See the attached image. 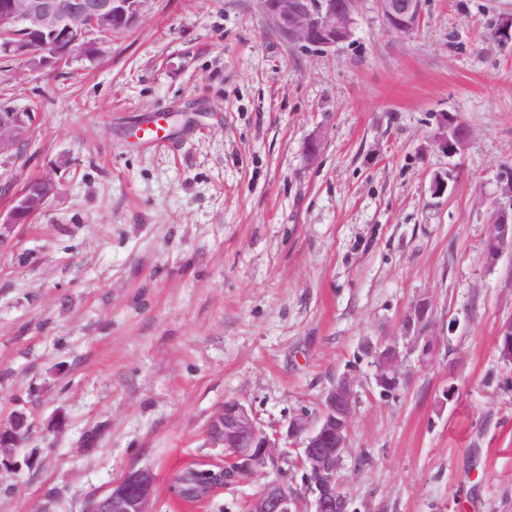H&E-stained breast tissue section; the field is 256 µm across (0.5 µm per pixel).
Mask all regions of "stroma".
I'll return each instance as SVG.
<instances>
[{
	"label": "stroma",
	"instance_id": "stroma-1",
	"mask_svg": "<svg viewBox=\"0 0 512 512\" xmlns=\"http://www.w3.org/2000/svg\"><path fill=\"white\" fill-rule=\"evenodd\" d=\"M422 8L400 39L358 0L352 38L318 52L257 0H157L60 69L0 60V108L34 115L0 178L56 187L0 247V426L31 423L0 512H83L145 465L152 512H245L302 471L291 454L175 498L174 472L220 460L211 418L235 399L283 429L343 378L353 512H512V364L495 347L512 249L493 265L483 251L512 163V43L483 36L512 0ZM445 113L468 130L453 158L434 142ZM156 119L167 138L151 145ZM422 300L425 362L404 334ZM388 342L402 381L385 394L372 351Z\"/></svg>",
	"mask_w": 512,
	"mask_h": 512
}]
</instances>
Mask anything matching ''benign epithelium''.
Segmentation results:
<instances>
[{"instance_id":"benign-epithelium-1","label":"benign epithelium","mask_w":512,"mask_h":512,"mask_svg":"<svg viewBox=\"0 0 512 512\" xmlns=\"http://www.w3.org/2000/svg\"><path fill=\"white\" fill-rule=\"evenodd\" d=\"M390 32L401 38L412 36L422 18V0H377ZM155 0H0V55L23 60L38 68H56L71 56L95 44L103 34L129 27L146 16ZM262 11L278 31L292 43L327 50L353 36L356 0H259ZM490 42H512V17L503 16ZM31 112H0V155L18 157L28 148ZM467 139L465 126L452 115L441 117L435 137L438 148L453 158ZM52 178L43 177L20 188L12 207L0 211V228L13 227L34 218L54 193ZM488 239L495 245L487 254L496 263L512 247V167H503L496 179L493 219ZM430 304L416 303L405 323V335L422 359L430 356L436 340L431 330ZM500 358L512 363V321L502 325ZM376 384L388 386L399 379L397 345L377 348ZM353 391L341 380L327 393L321 410L313 417L293 418L285 432L268 434L252 412L235 399L227 400L206 429L209 444L222 450L225 461L243 475L267 465L279 466L272 449L284 446L298 450L306 469L304 493L280 482L266 484L249 501L247 512H300L301 495L306 512H349V502L336 476L348 452V425ZM155 476L148 467L132 468L101 495L90 499L85 512H150Z\"/></svg>"}]
</instances>
